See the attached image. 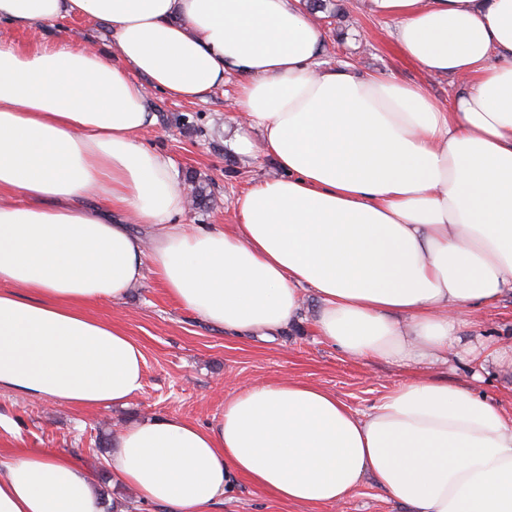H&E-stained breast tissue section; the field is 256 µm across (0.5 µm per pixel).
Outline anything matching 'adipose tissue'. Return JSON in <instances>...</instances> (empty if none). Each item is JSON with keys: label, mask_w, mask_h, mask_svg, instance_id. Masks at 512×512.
Segmentation results:
<instances>
[{"label": "adipose tissue", "mask_w": 512, "mask_h": 512, "mask_svg": "<svg viewBox=\"0 0 512 512\" xmlns=\"http://www.w3.org/2000/svg\"><path fill=\"white\" fill-rule=\"evenodd\" d=\"M396 17L409 60L463 88L318 62L301 0H0V28L105 25L111 51L0 38V390L80 409L144 385L140 345L90 312L155 275L229 336L270 339L306 293L354 359H436L462 311L512 292V0H360ZM242 78L235 147L282 174L239 195L232 228L188 224L170 158L142 135L155 89L206 100ZM143 225L144 233L133 230ZM112 480L166 512H210L232 479L318 512L373 477L410 512H512V415L415 379L357 414L283 377L224 398L201 426H126ZM87 471L27 448L0 465V512H102Z\"/></svg>", "instance_id": "1"}]
</instances>
